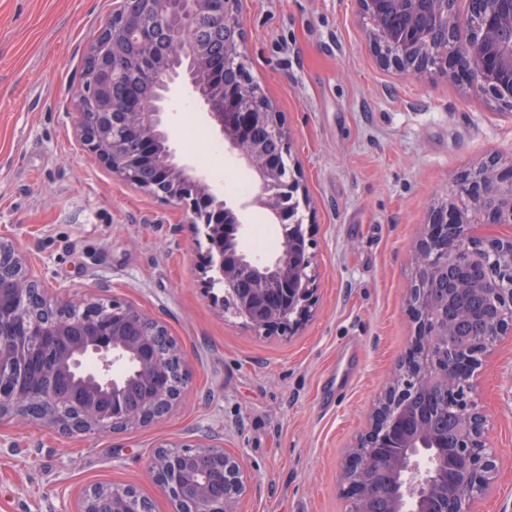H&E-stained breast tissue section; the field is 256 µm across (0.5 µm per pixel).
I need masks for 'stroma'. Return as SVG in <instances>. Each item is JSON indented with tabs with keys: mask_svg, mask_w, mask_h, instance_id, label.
<instances>
[{
	"mask_svg": "<svg viewBox=\"0 0 512 512\" xmlns=\"http://www.w3.org/2000/svg\"><path fill=\"white\" fill-rule=\"evenodd\" d=\"M112 0H0V239L50 298L118 297L162 320L183 346L189 381L163 420L65 436L0 425V512H70L92 484L136 486L170 504L147 474L161 443L204 439L251 474L238 512H350L342 473L389 378L417 346L406 300L416 242L461 175L512 168V108L462 74L426 81L387 66L357 0H241L245 64L290 133V163L314 246L316 304L295 334L262 336L213 298L202 231L182 206L114 177L80 143L76 93ZM169 144L199 164L229 203L251 171L190 92L167 104ZM201 129L190 143L183 133ZM471 397L497 457L476 512H512V335L485 355Z\"/></svg>",
	"mask_w": 512,
	"mask_h": 512,
	"instance_id": "1",
	"label": "stroma"
}]
</instances>
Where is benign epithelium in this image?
I'll return each mask as SVG.
<instances>
[{
  "mask_svg": "<svg viewBox=\"0 0 512 512\" xmlns=\"http://www.w3.org/2000/svg\"><path fill=\"white\" fill-rule=\"evenodd\" d=\"M372 18L371 37L386 47L383 61L419 79L433 72L467 73L473 83L502 105L512 107V0H360ZM112 15L128 26L112 31L107 22L91 43L87 61L96 78L77 93L76 133L112 175L153 196L184 206L187 223L203 226L209 283L235 286L236 315L265 336L292 331L314 305L315 271L309 230L296 218L307 202L299 176L287 173L289 135L281 115L264 103L253 84L244 89L224 78L243 55L245 39L239 0H113ZM438 67L429 50L437 33ZM164 35L167 49L155 46ZM145 47L139 56L141 79L150 98L131 88L120 111L112 102L113 60L126 45ZM195 90L197 102L217 127L224 146L255 174L254 195L234 207L224 191L172 149L161 160L157 143L169 144L166 106L178 86ZM99 111L83 112L85 97ZM301 194L292 209L284 193ZM458 196L475 203L452 204L425 225L416 250L418 275L407 298L418 313L422 349L408 361L415 387L392 385L361 442L350 450L344 480L355 512H471L469 492L488 491L497 473L495 454L485 436V414L468 399V386L491 344L481 337L437 352L449 336L448 304L454 293L429 285L448 277V267L482 269L477 281L458 278L457 289L473 288L491 297L485 315L494 335H512V236L478 233L482 226L512 224V171L489 162L462 176ZM265 210L272 223L291 224L278 251L258 258L241 245L249 207ZM456 235L448 239L447 225ZM41 281L10 244L0 241V423L31 422L62 433L107 434L116 425L145 426L179 403L167 362L184 368L181 345L170 339L168 361L158 355L155 337L165 324L117 298L108 303H61L44 296ZM458 418L451 433L432 425L435 402ZM150 473L170 503V512H238L248 489L239 456L224 446H158ZM73 512H154L150 499L133 486L87 487Z\"/></svg>",
  "mask_w": 512,
  "mask_h": 512,
  "instance_id": "7a95c632",
  "label": "benign epithelium"
}]
</instances>
